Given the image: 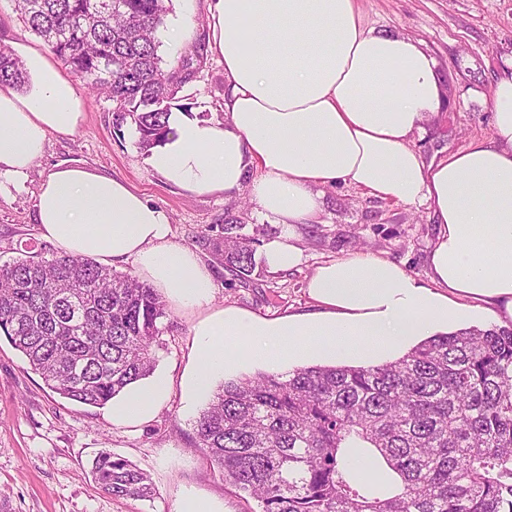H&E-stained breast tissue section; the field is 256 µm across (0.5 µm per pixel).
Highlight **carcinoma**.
Returning a JSON list of instances; mask_svg holds the SVG:
<instances>
[{"instance_id": "1", "label": "carcinoma", "mask_w": 512, "mask_h": 512, "mask_svg": "<svg viewBox=\"0 0 512 512\" xmlns=\"http://www.w3.org/2000/svg\"><path fill=\"white\" fill-rule=\"evenodd\" d=\"M15 11L90 92L130 121L148 151L171 133L172 101L195 71L162 66L167 0H12ZM24 64L0 48V83L23 89ZM224 224L215 252L252 265L250 240ZM167 317L156 289L92 259L39 252L0 264V338L61 397L102 408L153 372ZM224 481L259 512H512V327L430 336L372 367L315 364L243 374L214 390L194 421ZM102 491L147 500L150 476L108 452Z\"/></svg>"}]
</instances>
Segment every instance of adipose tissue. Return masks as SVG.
I'll list each match as a JSON object with an SVG mask.
<instances>
[{"instance_id":"ef3b65f1","label":"adipose tissue","mask_w":512,"mask_h":512,"mask_svg":"<svg viewBox=\"0 0 512 512\" xmlns=\"http://www.w3.org/2000/svg\"><path fill=\"white\" fill-rule=\"evenodd\" d=\"M211 49L224 59V121L172 113L148 168L187 194H248L281 228L261 258L273 274L297 268L292 229L315 223L322 190L340 183L379 199L423 204L439 226L429 280L373 252L323 262L307 279L312 310L264 320L226 309L195 329L190 393L251 360L282 370L306 360L373 366L413 342L457 330L475 312L512 325V62L494 85L492 135L425 161L413 139L442 107L433 60L411 38L365 30L356 0H209ZM25 67L35 88L0 85V178L23 184L50 135L83 119L74 82L38 53ZM40 236L60 253L105 266L131 260L180 307L212 302L209 270L170 239L168 211L124 182L61 168L38 195ZM166 378L132 386L112 421L147 419Z\"/></svg>"}]
</instances>
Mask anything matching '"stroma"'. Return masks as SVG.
Wrapping results in <instances>:
<instances>
[{"label":"stroma","mask_w":512,"mask_h":512,"mask_svg":"<svg viewBox=\"0 0 512 512\" xmlns=\"http://www.w3.org/2000/svg\"><path fill=\"white\" fill-rule=\"evenodd\" d=\"M362 24L418 41L435 61L440 92L448 103L414 145L424 159L441 157L491 134V98L503 63L512 59V0H357ZM180 30L182 39L170 34ZM159 53L172 62L196 47L201 65L183 86L174 107L189 116L224 120V61L210 49L208 0H171L158 31ZM0 47L22 57L44 51L43 41L0 0ZM84 119L77 133L51 136L21 186L0 185V261L24 256L27 248L53 252L35 222L39 188L57 167L84 168L127 182L171 218V239L190 249L213 275L211 312L234 307L275 319L309 311L307 278L318 264L353 251L382 254L420 279L428 277V256L438 226L426 206H407L371 196L365 188L340 184L325 189L317 223L299 226L304 252L299 268L268 273L261 259L231 272L215 254L224 237V218L240 224L253 250L278 236L248 196H187L149 171L134 124L114 127L111 101L81 94ZM204 312L168 304V330L155 348L156 371L166 374L170 393L148 421L134 427L113 424L109 408L83 406L51 391L24 357L0 339V512H172L175 501L193 494L215 512H256L247 494L225 483L199 448L193 424L204 407L191 400L195 325ZM128 460L150 474L153 499L115 498L95 483L91 465L100 451Z\"/></svg>","instance_id":"35a3bbf8"}]
</instances>
